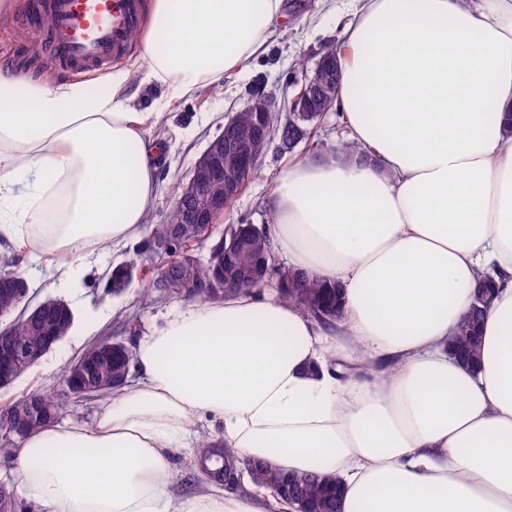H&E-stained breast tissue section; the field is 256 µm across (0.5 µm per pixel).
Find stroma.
Listing matches in <instances>:
<instances>
[{
    "label": "stroma",
    "mask_w": 512,
    "mask_h": 512,
    "mask_svg": "<svg viewBox=\"0 0 512 512\" xmlns=\"http://www.w3.org/2000/svg\"><path fill=\"white\" fill-rule=\"evenodd\" d=\"M351 13L352 0H283L282 19L269 34L265 52L245 72L226 80L216 92L201 88L168 105L164 119L156 127L168 146L166 153L157 158L158 188L150 206L155 221L163 220L176 187L188 181L193 162L209 140L223 131L227 115L242 109L257 88H285L299 76L301 66H314L326 45L342 39ZM315 152L311 140L305 138L288 152L279 143H272L257 164V174L225 211L222 224L267 223L272 215L269 199L275 178L288 164ZM140 245V240L135 239L118 247H105L98 265L79 282L64 286L55 273L53 258L34 259L19 254L10 244H0V262L13 256L19 259L17 268L24 272L29 284V304L60 298L74 312L70 333L29 372L9 388L0 389V403L40 384L60 389V369L98 337L118 336L136 343L163 325L170 311L178 307V299L145 294L144 284L137 278L120 296H109L104 291L113 268L125 263Z\"/></svg>",
    "instance_id": "obj_1"
}]
</instances>
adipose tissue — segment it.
<instances>
[{
	"mask_svg": "<svg viewBox=\"0 0 512 512\" xmlns=\"http://www.w3.org/2000/svg\"><path fill=\"white\" fill-rule=\"evenodd\" d=\"M282 0H154L143 68L93 83L0 70V237L82 278L141 234L157 115L222 86L262 49ZM347 137L367 160L315 154L275 180L269 233L291 265L343 289L322 324L277 292L175 309L135 348L137 376L92 423L27 435L34 512H266L267 490L175 497L168 456L198 423L240 459L332 473L342 512H512V0H355L338 57ZM68 187L67 220L45 200ZM498 289L479 369L450 357L478 281ZM346 356L376 369L342 377ZM129 95L133 98L130 101V105L137 110H150L158 102L164 100L166 96V89L164 86L159 84H151L146 86H139L138 81L132 82Z\"/></svg>",
	"mask_w": 512,
	"mask_h": 512,
	"instance_id": "adipose-tissue-1",
	"label": "adipose tissue"
}]
</instances>
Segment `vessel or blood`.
<instances>
[{"mask_svg": "<svg viewBox=\"0 0 512 512\" xmlns=\"http://www.w3.org/2000/svg\"><path fill=\"white\" fill-rule=\"evenodd\" d=\"M143 19L141 0H23L18 20L34 58L69 75L93 73L127 56Z\"/></svg>", "mask_w": 512, "mask_h": 512, "instance_id": "b4317fda", "label": "vessel or blood"}]
</instances>
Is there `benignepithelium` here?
Wrapping results in <instances>:
<instances>
[{
	"label": "benign epithelium",
	"mask_w": 512,
	"mask_h": 512,
	"mask_svg": "<svg viewBox=\"0 0 512 512\" xmlns=\"http://www.w3.org/2000/svg\"><path fill=\"white\" fill-rule=\"evenodd\" d=\"M338 82L336 57L322 53L314 67L294 81L295 91L288 100L289 111L301 119L323 120L328 113L336 110L332 106V99L336 98ZM276 99L274 92H258L243 108V111L253 114L257 127V135L251 141L238 140L234 130L235 115L227 116L224 133L210 141L193 163V171L203 170L206 179L198 181L196 176H191L181 194L172 200L167 220L176 228L172 231L171 240L154 244L157 253L164 254L174 248V240L181 233L178 228L180 224L199 225L204 234H209L214 214L225 210L243 192L245 176L272 143L266 120L274 113ZM227 168L237 170L243 179L233 181L226 178ZM31 356L30 349L26 347L0 343V385L10 384L16 378L17 361ZM25 436L26 421L21 418L7 423L0 431V438L6 442Z\"/></svg>",
	"instance_id": "benign-epithelium-1"
}]
</instances>
